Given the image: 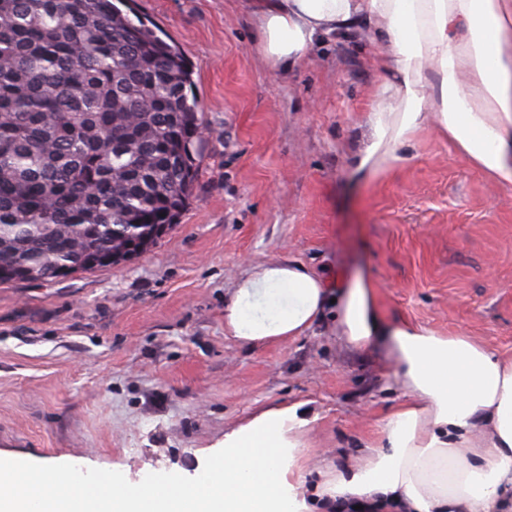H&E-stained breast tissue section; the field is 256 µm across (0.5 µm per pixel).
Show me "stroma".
<instances>
[{
	"label": "stroma",
	"mask_w": 512,
	"mask_h": 512,
	"mask_svg": "<svg viewBox=\"0 0 512 512\" xmlns=\"http://www.w3.org/2000/svg\"><path fill=\"white\" fill-rule=\"evenodd\" d=\"M257 0H129L186 59L208 130L189 202L147 251L63 280L0 284V458L192 479L254 412L301 405L304 489L358 455L402 397L384 351L331 318L255 348L224 334L249 267L360 277L378 313L512 358V189L440 137L373 176L352 160L383 79L369 32L315 44L294 71L258 51Z\"/></svg>",
	"instance_id": "35a3bbf8"
}]
</instances>
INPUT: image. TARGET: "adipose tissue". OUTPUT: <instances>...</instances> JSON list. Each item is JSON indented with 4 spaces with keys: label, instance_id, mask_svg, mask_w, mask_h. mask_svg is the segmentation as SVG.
Here are the masks:
<instances>
[{
    "label": "adipose tissue",
    "instance_id": "adipose-tissue-1",
    "mask_svg": "<svg viewBox=\"0 0 512 512\" xmlns=\"http://www.w3.org/2000/svg\"><path fill=\"white\" fill-rule=\"evenodd\" d=\"M258 49L292 71L320 39L370 30L387 75L366 114L357 169L405 161L425 122L496 184L512 188V0H259ZM334 307L335 333L365 352L384 343L403 400L359 459L328 468L311 496L294 481L309 420L272 406L224 435L196 474L86 476L75 466L0 460V512H512V360L466 335L384 322L370 285L339 287L296 261L236 281L224 333L256 347L305 335ZM170 486L163 494L159 485Z\"/></svg>",
    "mask_w": 512,
    "mask_h": 512
}]
</instances>
